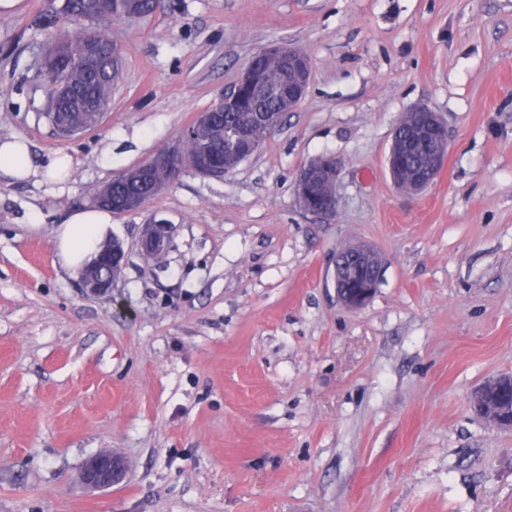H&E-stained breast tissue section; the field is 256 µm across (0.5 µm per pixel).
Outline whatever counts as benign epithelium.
Wrapping results in <instances>:
<instances>
[{"mask_svg": "<svg viewBox=\"0 0 512 512\" xmlns=\"http://www.w3.org/2000/svg\"><path fill=\"white\" fill-rule=\"evenodd\" d=\"M264 53H275L284 62L287 76L284 82L273 91L282 108L293 111L303 100L311 79V60L299 48L284 45H271ZM261 78L257 60H252L238 81L224 92L218 103L229 106L235 103L242 92L259 88ZM56 95L61 100L65 112L82 110V105L73 100L69 84L56 83ZM411 112L424 116L423 124L413 128L408 139L392 140L386 159L390 173L396 172L395 158L401 148L421 143L430 146V157L422 175L415 180L394 179L395 186L407 194H416L435 180L448 156V125L440 113L424 105H417ZM180 157L177 147L163 151L149 161L136 167L137 182L148 178L149 171L157 166H166ZM343 165L332 155H322L310 161L299 173L295 183V195L299 206L306 212L333 217L338 205L337 187ZM173 234V225L165 219L154 220L144 225L140 240V251L146 258L156 259L167 251ZM126 261V251L122 243L114 240L103 246L98 256L82 273V288L97 296L112 293L115 273ZM383 257L375 248L363 245H349L340 250L336 258L334 286L339 300L351 310L361 309L374 295L379 282ZM507 380L512 383V375L503 374L487 381L472 395L474 409L493 429L512 431V405L505 399H489L485 390L497 387ZM127 472L123 458L107 451L89 459L82 470L84 483L93 489L107 488L120 482Z\"/></svg>", "mask_w": 512, "mask_h": 512, "instance_id": "1", "label": "benign epithelium"}]
</instances>
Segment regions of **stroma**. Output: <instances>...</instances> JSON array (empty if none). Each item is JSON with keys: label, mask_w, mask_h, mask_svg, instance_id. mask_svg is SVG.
<instances>
[{"label": "stroma", "mask_w": 512, "mask_h": 512, "mask_svg": "<svg viewBox=\"0 0 512 512\" xmlns=\"http://www.w3.org/2000/svg\"><path fill=\"white\" fill-rule=\"evenodd\" d=\"M45 0L0 13V512H512V432L471 393L512 374V0H157L113 21L122 78L100 125L62 139L37 73ZM271 42L305 50L307 94L224 178L186 172L112 217L126 263L88 294L53 229L176 143ZM417 104L448 159L411 197L386 166ZM71 156L61 183L39 170ZM344 164L335 217L302 211L310 160ZM174 231L145 258L152 217ZM385 259L336 297L350 244ZM121 455L120 483L84 463ZM0 173L13 179H27L32 171L28 144L16 137L0 140ZM357 262L359 267L347 265ZM383 257L375 248L349 245L340 250L336 258L334 286L339 300L351 310L361 309L374 295L379 282ZM126 472L125 460L107 451L95 455L86 462L82 470V479L90 488H107L120 482Z\"/></svg>", "instance_id": "35a3bbf8"}]
</instances>
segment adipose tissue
<instances>
[{
  "instance_id": "obj_1",
  "label": "adipose tissue",
  "mask_w": 512,
  "mask_h": 512,
  "mask_svg": "<svg viewBox=\"0 0 512 512\" xmlns=\"http://www.w3.org/2000/svg\"><path fill=\"white\" fill-rule=\"evenodd\" d=\"M112 229V214L100 207L73 212L53 230L55 255L65 268L78 272L98 252Z\"/></svg>"
}]
</instances>
